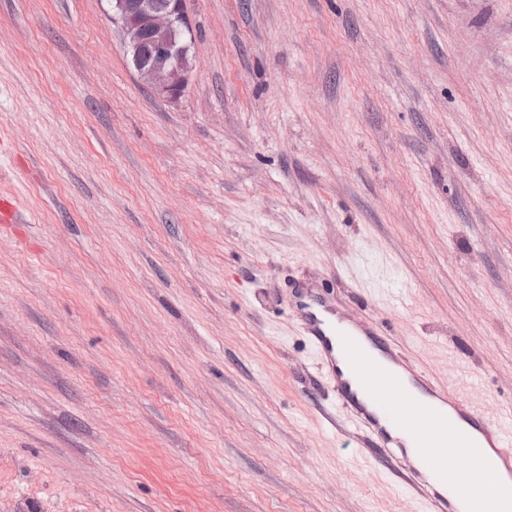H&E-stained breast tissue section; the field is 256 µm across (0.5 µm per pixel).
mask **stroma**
Returning <instances> with one entry per match:
<instances>
[{
  "instance_id": "35a3bbf8",
  "label": "stroma",
  "mask_w": 512,
  "mask_h": 512,
  "mask_svg": "<svg viewBox=\"0 0 512 512\" xmlns=\"http://www.w3.org/2000/svg\"><path fill=\"white\" fill-rule=\"evenodd\" d=\"M0 0V512H423L292 306L310 279L512 420V0ZM112 21L121 27L127 53L141 84L156 98L178 99L188 87L193 63L182 36L190 32L185 0H110ZM149 46L144 57L142 48Z\"/></svg>"
}]
</instances>
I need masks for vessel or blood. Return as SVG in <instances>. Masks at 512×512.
Segmentation results:
<instances>
[{"label": "vessel or blood", "instance_id": "vessel-or-blood-1", "mask_svg": "<svg viewBox=\"0 0 512 512\" xmlns=\"http://www.w3.org/2000/svg\"><path fill=\"white\" fill-rule=\"evenodd\" d=\"M294 298L303 334L333 384L336 409L364 433L370 454L403 465L426 512H512L511 432L413 365L379 323L339 315L324 292L304 285ZM432 421L447 423L458 450L472 458L485 446L494 451L487 472L499 489L495 500H481L461 474L449 471L426 431Z\"/></svg>", "mask_w": 512, "mask_h": 512}]
</instances>
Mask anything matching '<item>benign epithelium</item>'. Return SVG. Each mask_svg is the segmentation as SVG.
<instances>
[{
  "mask_svg": "<svg viewBox=\"0 0 512 512\" xmlns=\"http://www.w3.org/2000/svg\"><path fill=\"white\" fill-rule=\"evenodd\" d=\"M185 0H110L112 21L119 24L141 84L156 98L178 99L188 87L193 63L182 36L190 31ZM149 46V55L142 48Z\"/></svg>",
  "mask_w": 512,
  "mask_h": 512,
  "instance_id": "obj_1",
  "label": "benign epithelium"
}]
</instances>
